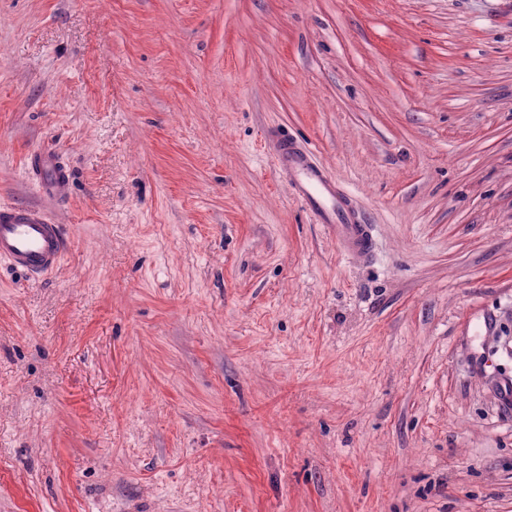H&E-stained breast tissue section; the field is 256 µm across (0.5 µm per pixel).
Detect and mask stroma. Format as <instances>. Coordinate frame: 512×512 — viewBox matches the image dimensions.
I'll return each mask as SVG.
<instances>
[{
  "mask_svg": "<svg viewBox=\"0 0 512 512\" xmlns=\"http://www.w3.org/2000/svg\"><path fill=\"white\" fill-rule=\"evenodd\" d=\"M0 204V512H512V0H0ZM278 166L288 175L290 187L305 202L317 224H323L345 254L356 264H366L374 254L371 224H364L349 204V197L315 162L312 148L285 136L273 138ZM29 155L28 169L45 175L49 196L55 200L66 197L70 189V175L57 154L49 149H37ZM65 250L60 224L44 210L0 206V262L39 279L58 268Z\"/></svg>",
  "mask_w": 512,
  "mask_h": 512,
  "instance_id": "1",
  "label": "stroma"
}]
</instances>
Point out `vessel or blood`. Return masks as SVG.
Here are the masks:
<instances>
[{
	"label": "vessel or blood",
	"mask_w": 512,
	"mask_h": 512,
	"mask_svg": "<svg viewBox=\"0 0 512 512\" xmlns=\"http://www.w3.org/2000/svg\"><path fill=\"white\" fill-rule=\"evenodd\" d=\"M278 166L295 194L305 202L317 223L336 238L345 254L357 264L371 261L374 238L370 225L362 223L349 204V197L316 163L309 145L293 138L273 139ZM28 169L46 178L52 199L68 195L70 175L57 154L47 149L32 151ZM66 243L60 225L39 208L0 206V262L33 279L53 272L61 264Z\"/></svg>",
	"instance_id": "b4317fda"
}]
</instances>
